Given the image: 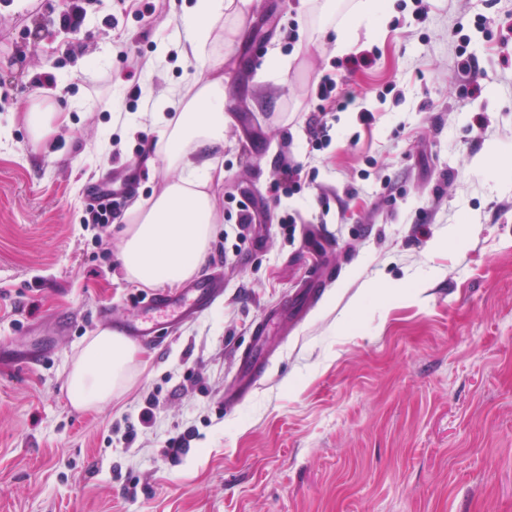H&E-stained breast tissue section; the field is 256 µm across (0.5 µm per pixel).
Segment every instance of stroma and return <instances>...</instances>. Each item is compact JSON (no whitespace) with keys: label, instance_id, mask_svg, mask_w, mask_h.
<instances>
[{"label":"stroma","instance_id":"1","mask_svg":"<svg viewBox=\"0 0 512 512\" xmlns=\"http://www.w3.org/2000/svg\"><path fill=\"white\" fill-rule=\"evenodd\" d=\"M355 2L323 14L254 0L202 59L162 61L185 0H0V512H512V0H424L422 20L417 0H392L357 30L354 51L376 61L347 76L357 99L328 116L318 148V83L346 60L335 29ZM273 49L289 65L264 81L253 57ZM467 56L484 76L463 95ZM215 64L230 119L199 272L221 271L224 294L139 346L112 403L75 410L78 346L150 293L122 276L121 220L86 223V186L139 163L126 214L169 177L158 126L113 117ZM50 91L71 124L37 142L23 112ZM286 162L303 166L298 193L277 185ZM245 199L265 214L242 241ZM320 258L337 278L262 384L224 410L253 321Z\"/></svg>","mask_w":512,"mask_h":512}]
</instances>
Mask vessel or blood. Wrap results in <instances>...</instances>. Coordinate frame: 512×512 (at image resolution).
<instances>
[{"label":"vessel or blood","instance_id":"obj_1","mask_svg":"<svg viewBox=\"0 0 512 512\" xmlns=\"http://www.w3.org/2000/svg\"><path fill=\"white\" fill-rule=\"evenodd\" d=\"M334 277L332 267L321 266L310 277L294 302L268 309L265 316L253 325L248 345L235 354V378L224 392L225 408L231 409L243 402L267 371L269 360L266 356V345L270 326L287 324L288 320L299 317L307 307L315 305ZM222 288L223 282L220 278L209 277L188 282L177 294L154 292L144 302L142 312L120 321L117 331L138 341L150 342L156 333L152 313L166 314L168 327L177 329L184 321L208 310L221 294Z\"/></svg>","mask_w":512,"mask_h":512}]
</instances>
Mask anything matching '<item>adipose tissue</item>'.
<instances>
[{
    "label": "adipose tissue",
    "mask_w": 512,
    "mask_h": 512,
    "mask_svg": "<svg viewBox=\"0 0 512 512\" xmlns=\"http://www.w3.org/2000/svg\"><path fill=\"white\" fill-rule=\"evenodd\" d=\"M250 0H196L184 13V55L198 57L225 13H239ZM178 111L169 121L167 111ZM160 125L159 151L173 171L149 205H135L126 217L118 260L128 281L145 287L175 285L191 278L205 258L217 215L213 183L219 166L212 147L223 145L224 76L197 80L192 96L179 92L157 101L152 115ZM136 347L109 329L87 337L72 360L67 397L79 410L111 402L129 381Z\"/></svg>",
    "instance_id": "adipose-tissue-1"
}]
</instances>
